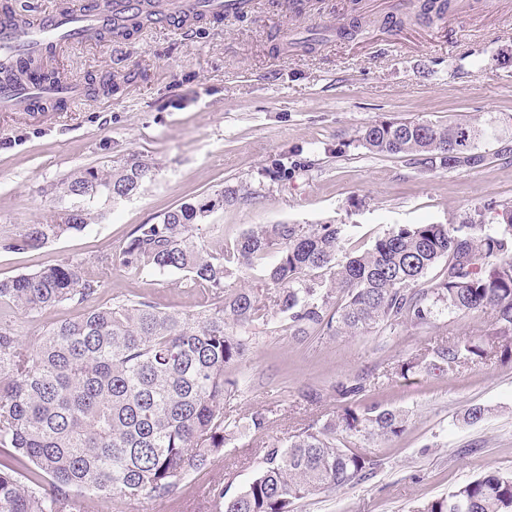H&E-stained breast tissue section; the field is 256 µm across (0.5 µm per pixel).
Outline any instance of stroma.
<instances>
[{"label": "stroma", "mask_w": 512, "mask_h": 512, "mask_svg": "<svg viewBox=\"0 0 512 512\" xmlns=\"http://www.w3.org/2000/svg\"><path fill=\"white\" fill-rule=\"evenodd\" d=\"M369 25L342 39L349 3ZM456 13L422 24L397 0H307L301 14L252 0L251 10L190 34L149 26L129 40L93 35L50 59L48 68L84 85L82 100L30 117L0 112V237L46 224L84 207L87 227L42 248H0V279L63 260L87 263L118 254L134 227L184 202L236 192L215 210L204 240L233 241L255 224H344L340 256L369 249L401 225L458 224L489 202L512 203V161L481 143L482 166L429 171L401 155L378 156L359 146L375 121L420 120L436 125L494 122L512 138V0H457ZM402 17L398 28L376 19ZM322 36L315 51L300 40ZM154 171L127 199L82 200L59 185L88 168L109 171L132 158ZM283 163L287 178L269 169ZM183 275L137 278L113 268L95 296H142L192 311L202 301ZM66 302L38 313L13 311L18 334L31 345L50 324L80 315ZM483 318L445 315L425 329L386 338L260 334L228 369L241 393L225 402L227 417L273 410L265 437L246 434L180 484L174 498L132 500L134 512H209L208 490L243 487L257 472L263 440L288 437L305 423L337 411L327 400H299L306 388L373 371L371 399L407 411L398 437L367 445L372 474L358 483L301 500L297 512H414L486 469L512 474V362L491 358L437 375L402 379L398 360L435 342L475 337ZM489 413L464 423L467 408Z\"/></svg>", "instance_id": "obj_1"}]
</instances>
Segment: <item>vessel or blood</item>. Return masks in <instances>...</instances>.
Here are the masks:
<instances>
[{"label": "vessel or blood", "instance_id": "obj_1", "mask_svg": "<svg viewBox=\"0 0 512 512\" xmlns=\"http://www.w3.org/2000/svg\"><path fill=\"white\" fill-rule=\"evenodd\" d=\"M144 0H80L79 4L46 10L27 22L0 10V111L37 112L47 103H72L84 98L82 86L73 81H7L3 75L24 64L44 62L82 43L114 20L132 18ZM157 24L169 26L172 19L203 12L235 15L240 0H154Z\"/></svg>", "mask_w": 512, "mask_h": 512}]
</instances>
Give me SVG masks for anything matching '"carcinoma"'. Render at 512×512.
<instances>
[{"label": "carcinoma", "mask_w": 512, "mask_h": 512, "mask_svg": "<svg viewBox=\"0 0 512 512\" xmlns=\"http://www.w3.org/2000/svg\"><path fill=\"white\" fill-rule=\"evenodd\" d=\"M455 7L454 0H418L415 16L430 24ZM154 23L148 3L98 35L126 39ZM497 137L478 122L375 121L359 132L370 153L403 155L431 171L480 166L486 156L479 143ZM151 176L152 167L133 158L107 174L86 169L61 186L79 198H127ZM226 201L183 203L137 225L116 257L0 280V305L24 312L88 300L114 263L139 277L183 272L209 297L200 309L180 312L115 296L49 325L32 347L0 322V450L24 467L21 473L0 463V512H70L88 495L103 502L170 498L183 479L235 446L240 427L265 434L267 413L229 420L224 401L240 392L226 370L243 360L257 341L254 329L269 325L272 313L293 336H394L443 314H488L478 337L404 357L399 375L446 373L492 355L512 361V204L487 206L494 225L480 209L456 226L401 225L342 261L345 224H258L230 245L204 244L201 221ZM87 220L75 208L58 222L6 236L0 247L35 250L83 230ZM262 260L260 284L236 286ZM374 381L373 372L361 371L325 391H302L303 402L330 398L339 410L264 446L261 467L238 491L210 489L212 512H296L317 491L365 479L375 462L360 451L363 444L397 437L408 422L403 410L368 400ZM45 480L48 494L39 491ZM413 512H512V477L487 470Z\"/></svg>", "instance_id": "obj_1"}]
</instances>
